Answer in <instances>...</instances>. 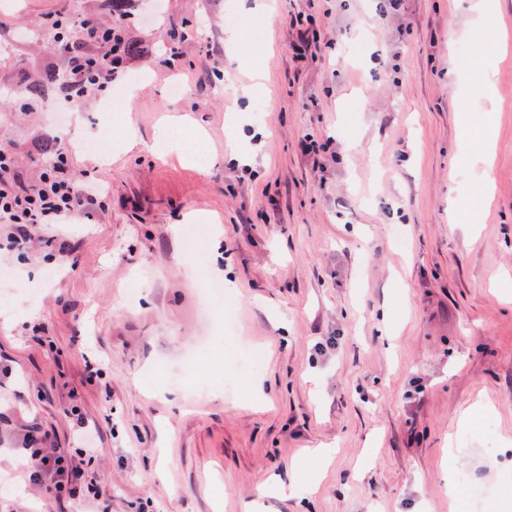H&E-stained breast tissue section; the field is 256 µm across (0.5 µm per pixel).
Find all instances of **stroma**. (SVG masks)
Instances as JSON below:
<instances>
[{"mask_svg":"<svg viewBox=\"0 0 512 512\" xmlns=\"http://www.w3.org/2000/svg\"><path fill=\"white\" fill-rule=\"evenodd\" d=\"M273 2L136 7L131 111L62 112L26 99L53 22L108 14L0 0L14 174L60 138L109 192L0 225V512H472L463 471L512 512V0ZM35 427L75 493L29 481Z\"/></svg>","mask_w":512,"mask_h":512,"instance_id":"stroma-1","label":"stroma"}]
</instances>
